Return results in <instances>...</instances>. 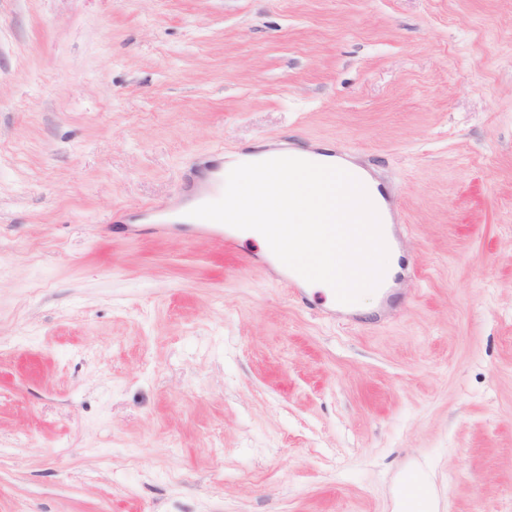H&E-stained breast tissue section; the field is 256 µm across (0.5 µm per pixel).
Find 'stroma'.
<instances>
[{"instance_id": "obj_1", "label": "stroma", "mask_w": 512, "mask_h": 512, "mask_svg": "<svg viewBox=\"0 0 512 512\" xmlns=\"http://www.w3.org/2000/svg\"><path fill=\"white\" fill-rule=\"evenodd\" d=\"M346 150L396 309L156 236L182 171ZM512 512V0H0V512Z\"/></svg>"}]
</instances>
